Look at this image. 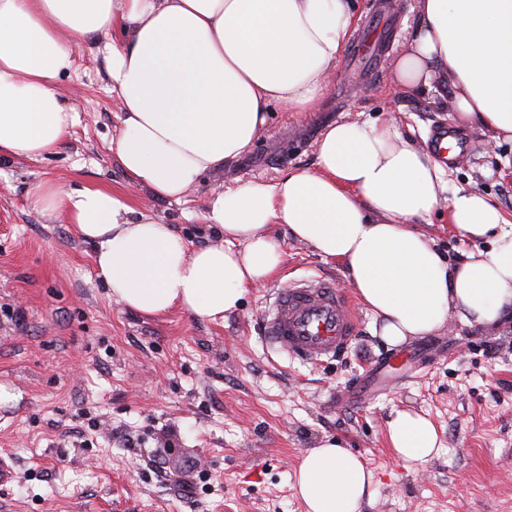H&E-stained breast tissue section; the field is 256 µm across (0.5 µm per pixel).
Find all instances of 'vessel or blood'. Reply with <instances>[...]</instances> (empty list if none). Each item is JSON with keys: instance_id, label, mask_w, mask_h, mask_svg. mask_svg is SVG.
<instances>
[{"instance_id": "vessel-or-blood-1", "label": "vessel or blood", "mask_w": 512, "mask_h": 512, "mask_svg": "<svg viewBox=\"0 0 512 512\" xmlns=\"http://www.w3.org/2000/svg\"><path fill=\"white\" fill-rule=\"evenodd\" d=\"M463 149L462 139L448 126L434 132L432 150L442 165L453 164ZM262 326L264 336L278 351L316 364L336 359L348 349L358 319L335 281L317 279L276 289Z\"/></svg>"}]
</instances>
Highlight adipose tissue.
Wrapping results in <instances>:
<instances>
[{"instance_id":"obj_1","label":"adipose tissue","mask_w":512,"mask_h":512,"mask_svg":"<svg viewBox=\"0 0 512 512\" xmlns=\"http://www.w3.org/2000/svg\"><path fill=\"white\" fill-rule=\"evenodd\" d=\"M395 80L412 94L447 84L457 122L512 140V0H417ZM350 0H0V159L55 151L76 122L54 87L88 37L106 43L123 129L114 141L132 185L178 202L205 174L252 147L273 109L311 112L325 96L351 32ZM446 171L394 120L329 126L316 170L274 184L215 192L204 219L220 244L190 248L171 225L132 220L100 188L39 184L31 205L66 215L95 246L110 296L147 316L171 309L215 320L281 266L269 235L341 260L390 346L432 334L448 318L486 329L512 313V224L475 190L449 191ZM448 207V222L481 248L453 263L415 223ZM389 446L411 465L438 456L434 424L408 411L387 423ZM373 471L327 438L303 452L295 488L305 512H360Z\"/></svg>"}]
</instances>
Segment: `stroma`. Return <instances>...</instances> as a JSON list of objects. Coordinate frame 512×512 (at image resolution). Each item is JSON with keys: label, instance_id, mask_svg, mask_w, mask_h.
I'll list each match as a JSON object with an SVG mask.
<instances>
[{"label": "stroma", "instance_id": "1", "mask_svg": "<svg viewBox=\"0 0 512 512\" xmlns=\"http://www.w3.org/2000/svg\"><path fill=\"white\" fill-rule=\"evenodd\" d=\"M415 0H356L354 30L386 28L373 58L343 50L332 86L313 112H272L254 145L205 174L181 202L133 188L112 150L121 105L109 91L100 39L83 43L55 87L78 115L59 149L0 164V512H304L294 488L302 453L342 440L376 475L361 512H512V322L487 331L456 316L432 335L386 346L358 306L347 354L311 366L278 353L261 334L274 289L332 278L347 296L346 268L272 225L284 261L242 305L211 321L175 309L147 317L110 297L92 244L65 216L46 220L30 197L43 181L63 190L101 188L136 216L172 225L190 247L220 243L203 215L214 190L278 182L317 167L324 130L393 117L428 147L452 122L444 88L407 94L395 63L416 23ZM466 142L446 169L449 189L476 190L512 220V142L456 125ZM452 261L474 242L445 211L418 221ZM421 352L364 399L353 393L379 358ZM426 415L439 456L410 468L387 440L394 411Z\"/></svg>", "mask_w": 512, "mask_h": 512}]
</instances>
